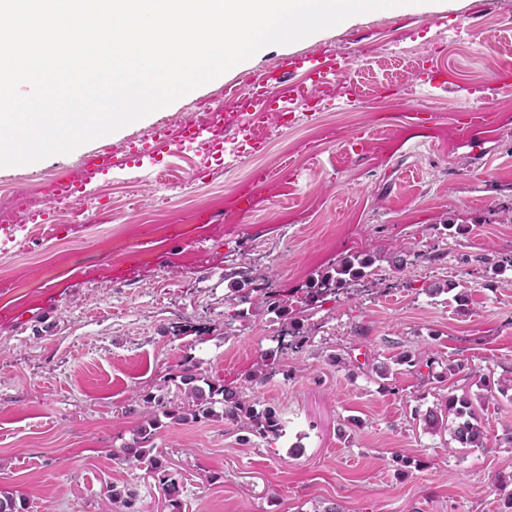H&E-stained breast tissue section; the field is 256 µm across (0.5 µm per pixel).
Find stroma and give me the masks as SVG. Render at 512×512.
<instances>
[{
  "label": "stroma",
  "instance_id": "1",
  "mask_svg": "<svg viewBox=\"0 0 512 512\" xmlns=\"http://www.w3.org/2000/svg\"><path fill=\"white\" fill-rule=\"evenodd\" d=\"M291 55L331 77H283ZM255 88L299 120L270 119L247 157L183 148L168 160L183 179L163 189L153 165H125L127 145L165 122L178 134L172 119L216 102L232 126L248 124ZM107 144L115 161L82 175V198L42 195V179ZM18 202L59 232L21 231L20 247L0 252V498L26 512H111L109 486L128 484L141 512H176L149 474L111 456L142 422L136 400H175L183 359L240 385L269 352L280 371L248 395L279 417L275 443L221 420L158 431L177 512H495L512 492V398L486 400L484 448H455L448 428L422 420L448 392L478 391L460 375L437 382L447 363L512 375V271L478 261L512 251V0L369 12L265 47L114 133L0 166V203ZM447 222L462 233H434ZM404 244L441 257L395 272L389 256ZM357 252L375 257V280L309 309L302 350L286 346L289 317L252 303L225 324L228 275L266 274L301 298ZM414 351L434 358L435 378L397 364Z\"/></svg>",
  "mask_w": 512,
  "mask_h": 512
}]
</instances>
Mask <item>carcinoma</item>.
<instances>
[{
  "mask_svg": "<svg viewBox=\"0 0 512 512\" xmlns=\"http://www.w3.org/2000/svg\"><path fill=\"white\" fill-rule=\"evenodd\" d=\"M438 254L431 250L417 251L412 247H405L400 254L392 258V267L403 272L409 267L420 266L437 259ZM483 262L493 268L494 274L502 275L506 271H512V254L498 253L493 257L483 258ZM373 265V260L360 255H352L344 258L336 266L318 276V279L307 288L305 303L313 305L320 298L327 295H338L360 285L368 276V269ZM231 294L225 299L229 305V312L224 315V325L232 324V321L244 317V312L235 309L237 300H253L259 308L270 311L288 313V295L271 288L269 278L262 276L246 277L235 280L230 284ZM287 346L290 349H302L310 340V331L301 323H293L288 329ZM400 365L406 364L416 369V374L422 378L433 374L434 361L427 352L416 354H404L397 359ZM277 363L273 356H264L256 362L253 370L246 376L245 381L254 384H263L273 373ZM428 369V374L421 373L422 369ZM181 392L180 404L172 409L166 408L164 402L153 396L145 395L141 398L143 414L146 420L137 427L133 444L121 448L114 456L124 462H134L136 466L145 470L155 478L162 486L169 505L177 509L179 501V482L172 477L168 470L167 462L163 456L154 451L153 439L163 422L161 417H166L175 422L199 421L201 419L224 418L231 423H240L250 432L266 439H274L280 436L281 424L275 412L270 409L261 412L255 410L246 398L244 391L236 386L225 383H216L204 377L198 372L197 364L186 359L180 370ZM224 406L222 414H217L214 406ZM450 419L448 428L453 440L462 448L487 447V435L480 425L477 408L470 396H457L448 392L445 401L438 404L424 415L425 426L428 429L438 430L442 427L444 419ZM110 503L118 509V512H139L136 509L137 492L125 486H112L108 490Z\"/></svg>",
  "mask_w": 512,
  "mask_h": 512,
  "instance_id": "carcinoma-1",
  "label": "carcinoma"
}]
</instances>
